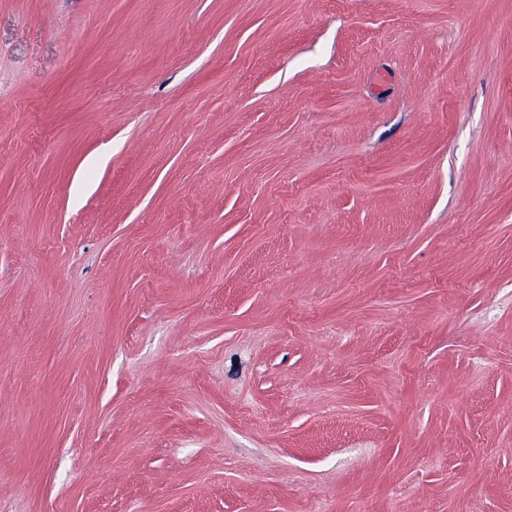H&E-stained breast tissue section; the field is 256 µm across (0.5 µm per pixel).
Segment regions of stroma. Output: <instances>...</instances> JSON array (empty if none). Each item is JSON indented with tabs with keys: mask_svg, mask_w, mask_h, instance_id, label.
<instances>
[{
	"mask_svg": "<svg viewBox=\"0 0 512 512\" xmlns=\"http://www.w3.org/2000/svg\"><path fill=\"white\" fill-rule=\"evenodd\" d=\"M0 512H512V0H0Z\"/></svg>",
	"mask_w": 512,
	"mask_h": 512,
	"instance_id": "1",
	"label": "stroma"
}]
</instances>
